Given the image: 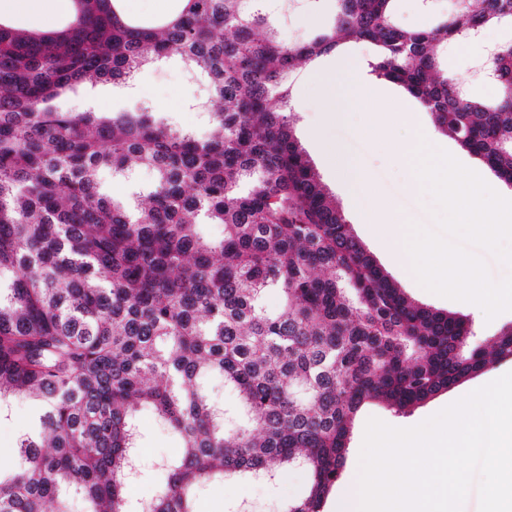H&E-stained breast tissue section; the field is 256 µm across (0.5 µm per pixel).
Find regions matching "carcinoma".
Returning <instances> with one entry per match:
<instances>
[{
	"label": "carcinoma",
	"instance_id": "obj_1",
	"mask_svg": "<svg viewBox=\"0 0 512 512\" xmlns=\"http://www.w3.org/2000/svg\"><path fill=\"white\" fill-rule=\"evenodd\" d=\"M73 2L57 31L0 22V415L17 398L37 412L0 471V512H74V494L82 512H131L140 410L181 453L159 462L138 512H197L216 484L296 468L307 487L284 512H324L358 410L378 400L406 415L512 358V324L480 344L467 317L409 297L326 194L291 113L270 105L288 103L303 63L368 42L372 72L512 186V45L484 62L492 99L437 55L512 29V0H454L426 30L399 26L395 0H335L332 24L298 44L278 36L263 0H180L159 21L122 15L119 0ZM174 57L217 100L204 140L144 107L56 108L87 83L126 86ZM139 167L152 187L137 185ZM105 171L143 202L108 197ZM202 220L224 237L199 236ZM272 291L278 313L265 307ZM212 378L231 408L212 402Z\"/></svg>",
	"mask_w": 512,
	"mask_h": 512
}]
</instances>
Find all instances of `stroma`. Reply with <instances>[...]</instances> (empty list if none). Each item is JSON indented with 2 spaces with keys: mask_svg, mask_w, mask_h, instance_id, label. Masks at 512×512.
I'll use <instances>...</instances> for the list:
<instances>
[{
  "mask_svg": "<svg viewBox=\"0 0 512 512\" xmlns=\"http://www.w3.org/2000/svg\"><path fill=\"white\" fill-rule=\"evenodd\" d=\"M266 3L278 15L281 39L289 43H299L311 37L329 22L334 11L333 0H266ZM450 6V0H397L395 20L405 28H426L434 17L446 14ZM510 43L512 31L499 27L486 28L480 42L472 43L463 39L450 44L444 54L445 65L452 72H470L481 64L486 50ZM132 86V93L118 94L112 92L107 84L87 85L78 92L61 96L56 104L65 111H91L105 116L146 105L167 117L177 128L194 131L201 138L208 136L210 118L201 107L207 96V88L191 78L182 63L162 61L146 66L136 74ZM380 86L384 98L378 103L377 109L381 121L389 126L391 139L402 142L407 137L420 134L431 146L447 150L465 166L482 169L483 163L478 157L461 151L451 139L437 131L429 113L420 108L400 85L384 80ZM288 108L294 114L295 134L322 184L336 198L367 251L411 297L426 305L466 315L481 341L492 339L503 326L512 323V311L489 321L474 304L444 298L425 290L385 250L374 226L360 222L349 202L347 188L337 179L335 169L320 148V140L334 141L345 147L365 173L369 185L379 194L394 200L400 222L416 223L430 230L437 227L430 195L418 188H408L406 173L395 158L386 149L364 137L362 128L365 115L361 105L352 104V113L346 120L330 124L324 119V105L318 88L297 86L293 89ZM508 372H512V359L489 366L482 373L435 396L405 416L395 414L378 401L364 405L354 419L347 463H354L357 459V450L362 446L369 418H378L393 427H413L449 403ZM33 412L32 403L18 400L12 405L10 417L0 420L1 467L11 465L12 448L18 436L32 430ZM140 429V472L128 485V495L135 502L146 500L153 494V469L156 463L179 451L178 440L157 425L149 413H142ZM306 482L305 473L298 470L289 471L273 483L248 480L227 482L205 493L199 503V512H282L284 503L303 493Z\"/></svg>",
  "mask_w": 512,
  "mask_h": 512,
  "instance_id": "stroma-1",
  "label": "stroma"
}]
</instances>
